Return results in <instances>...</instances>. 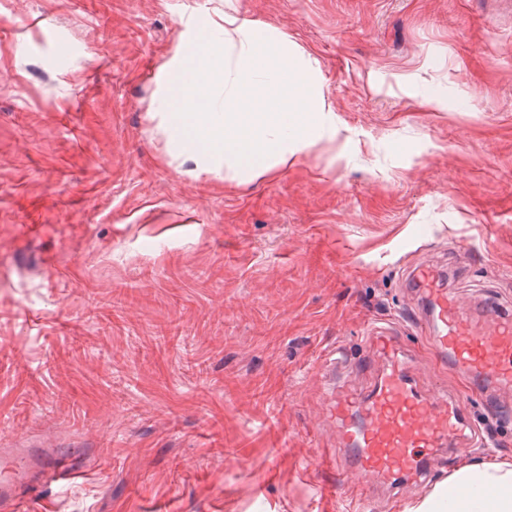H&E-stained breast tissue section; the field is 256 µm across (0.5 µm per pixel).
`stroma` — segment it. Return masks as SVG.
<instances>
[{
  "label": "stroma",
  "mask_w": 512,
  "mask_h": 512,
  "mask_svg": "<svg viewBox=\"0 0 512 512\" xmlns=\"http://www.w3.org/2000/svg\"><path fill=\"white\" fill-rule=\"evenodd\" d=\"M236 12L316 60L352 152L249 183L194 176L154 118L185 15ZM448 93V108L425 98ZM512 307V0H0V448L83 472L22 512H396L334 481L315 374L376 325L420 386L417 265Z\"/></svg>",
  "instance_id": "35a3bbf8"
}]
</instances>
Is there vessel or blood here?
<instances>
[{
  "label": "vessel or blood",
  "instance_id": "b4317fda",
  "mask_svg": "<svg viewBox=\"0 0 512 512\" xmlns=\"http://www.w3.org/2000/svg\"><path fill=\"white\" fill-rule=\"evenodd\" d=\"M408 287L423 300L425 340L433 360L460 374L470 392H512V312L498 301L478 303L449 295L441 273L430 266L413 269ZM365 343L371 361L380 366L364 392L337 388L334 361L319 368L336 424L337 443L346 453L337 457V478L355 474L356 494L367 499L370 480L390 489L402 482L426 481L435 457L457 458L484 440L466 418L460 397L421 392L412 376V361L390 332L373 329ZM80 472L77 457L53 450L20 449L14 468L0 475V512H18L23 492L70 483Z\"/></svg>",
  "mask_w": 512,
  "mask_h": 512
}]
</instances>
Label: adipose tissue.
I'll return each instance as SVG.
<instances>
[{
    "mask_svg": "<svg viewBox=\"0 0 512 512\" xmlns=\"http://www.w3.org/2000/svg\"><path fill=\"white\" fill-rule=\"evenodd\" d=\"M156 81L169 147L198 174L222 169L249 182L338 134L304 52L233 13L219 21L189 16ZM405 512H512V460L462 464Z\"/></svg>",
    "mask_w": 512,
    "mask_h": 512,
    "instance_id": "ef3b65f1",
    "label": "adipose tissue"
}]
</instances>
